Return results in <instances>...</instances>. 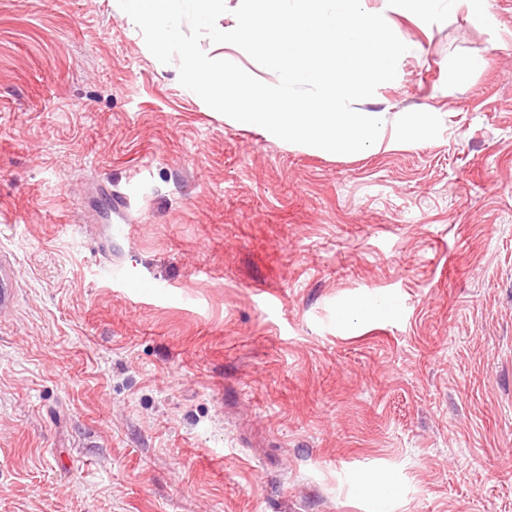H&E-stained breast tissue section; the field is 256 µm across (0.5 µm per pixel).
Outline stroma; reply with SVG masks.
Listing matches in <instances>:
<instances>
[{"label":"stroma","mask_w":512,"mask_h":512,"mask_svg":"<svg viewBox=\"0 0 512 512\" xmlns=\"http://www.w3.org/2000/svg\"><path fill=\"white\" fill-rule=\"evenodd\" d=\"M488 2L392 17L411 51L363 108L438 138L318 155L187 95L112 0H0V512H368L365 473L385 512H512Z\"/></svg>","instance_id":"stroma-1"}]
</instances>
